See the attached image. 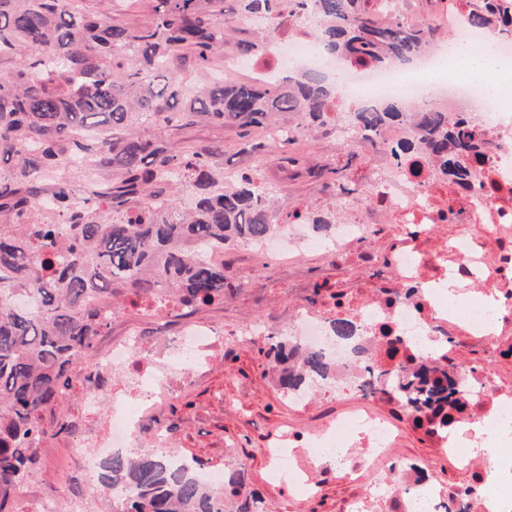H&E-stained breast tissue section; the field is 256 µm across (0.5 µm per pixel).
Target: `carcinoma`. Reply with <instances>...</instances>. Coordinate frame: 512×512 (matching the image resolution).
Returning <instances> with one entry per match:
<instances>
[{
	"label": "carcinoma",
	"instance_id": "carcinoma-1",
	"mask_svg": "<svg viewBox=\"0 0 512 512\" xmlns=\"http://www.w3.org/2000/svg\"><path fill=\"white\" fill-rule=\"evenodd\" d=\"M364 0H148L147 17L95 18L80 0H0V512H17L16 490L39 462L42 421L73 396L78 372L94 358L104 314L171 288L186 307L224 303V249L262 242L274 232L275 192L260 195L242 176L224 179L221 145L173 152L142 132L162 123L198 122L242 129L240 152L256 156L264 143L251 131L298 114V125H343L367 135L397 108L331 112V84L316 70L288 85L188 84L177 65L213 63L237 34L224 16L280 15L313 7L324 23L313 36L329 53L382 66L418 57L433 39L426 26L379 25ZM476 27L512 35V0H470ZM485 141L453 112L428 109L410 122L406 142L391 148L397 166L427 154L447 182L470 177L462 162ZM85 171H116L109 184L88 181L87 197L69 188L68 161ZM283 391L332 369L316 350L290 356L288 342L270 344ZM443 365L399 362L369 372L375 387L394 376L390 393L411 407L424 433L430 408L452 412L463 400ZM198 461L176 465L153 451L99 464V482L123 486L127 499L112 512H270L248 490L241 463L221 487L196 476Z\"/></svg>",
	"mask_w": 512,
	"mask_h": 512
}]
</instances>
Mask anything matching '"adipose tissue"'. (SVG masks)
Segmentation results:
<instances>
[{"label": "adipose tissue", "instance_id": "1", "mask_svg": "<svg viewBox=\"0 0 512 512\" xmlns=\"http://www.w3.org/2000/svg\"><path fill=\"white\" fill-rule=\"evenodd\" d=\"M448 76L465 77L473 88L484 97H496L512 86V70L501 67L491 45L479 48L451 50L442 64ZM475 434L481 440L482 457L489 465H497L507 455V443L512 440V428L506 421H499L497 431L490 432L484 426L460 422L455 428L457 439Z\"/></svg>", "mask_w": 512, "mask_h": 512}]
</instances>
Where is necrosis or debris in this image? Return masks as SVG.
<instances>
[{
  "label": "necrosis or debris",
  "instance_id": "4bbe7bcc",
  "mask_svg": "<svg viewBox=\"0 0 512 512\" xmlns=\"http://www.w3.org/2000/svg\"><path fill=\"white\" fill-rule=\"evenodd\" d=\"M372 11L382 26L399 16L410 24H429L435 31L452 35L459 48L488 37L485 30L469 24L461 0H439L426 16L410 7L409 0H373ZM321 22L311 9L291 22L270 15L240 19L243 30L262 31L272 39L255 59L225 53L223 73L244 72L249 81L273 83L288 72L316 66L338 81L337 105L371 103L373 89L380 86L399 99L400 119L386 124L377 135L361 138L341 129L333 132V139L367 157L370 165L352 205L337 206L338 219L330 234L317 235L309 225L294 222L286 232H274L261 246L264 259L271 264L302 258L307 249L333 260L372 234L376 225H396L390 253L363 258L373 273L371 297H364L356 285L316 296L298 274L294 277L295 301L282 324L244 321L228 330L186 321L172 336L145 337L133 332L111 340L97 354L91 375L84 378L83 397L76 409V426L85 446L78 460L86 471H93L98 461L116 452L139 454L140 437L148 427L153 430L156 450L175 457L171 436L156 423L188 384L182 374L184 363H192L195 374L203 375L210 358L226 347L231 334L283 336L289 348L324 351L335 367L329 383L333 394L360 388L389 336L413 342L418 353L440 357L449 340L459 336L496 350L512 348V88L501 100L479 102L462 78L426 89L409 82L395 63L375 67L325 58L308 36ZM447 103L482 134L488 149L482 159L465 160L473 180L450 187L440 197L430 159L418 157L413 170H403L396 168L388 149L407 140L408 122L415 112ZM446 224L454 225V233L445 239L437 237V230ZM451 276L482 283L484 293L498 294V312L485 310L477 298L466 297L453 305L444 301L440 287ZM337 317L355 322L356 341L334 338L331 322ZM117 369L126 376L127 389L113 396L111 418L101 428L96 418L100 388ZM456 382L469 392L461 420L480 423L495 414L512 421V389L501 386L495 376L462 370ZM382 398L379 392L366 394L364 406L338 420V427L347 428L350 438L332 452L323 450L325 434L287 431V447L268 451L272 478L311 498L321 480L341 474L359 482L367 473L388 469L400 478L398 491L368 485L345 499L338 512H512V455L494 471L475 462L474 445L434 435L436 448L453 466L469 470L473 483L469 490L438 485L426 468L400 466L392 460L390 450L396 447L399 433L375 409Z\"/></svg>",
  "mask_w": 512,
  "mask_h": 512
}]
</instances>
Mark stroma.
Instances as JSON below:
<instances>
[{
  "label": "stroma",
  "instance_id": "obj_1",
  "mask_svg": "<svg viewBox=\"0 0 512 512\" xmlns=\"http://www.w3.org/2000/svg\"><path fill=\"white\" fill-rule=\"evenodd\" d=\"M148 132L177 151L223 144L225 171L247 165L238 153L240 130L236 126L199 122L173 130L153 125ZM263 160L271 186L292 207L310 205L321 212L331 208L330 170H337L345 179L358 184L364 181L362 159L342 145L329 143L318 131L310 139L287 148L267 147ZM393 233V226H385L380 235L361 242L354 253L330 265L318 255H304L306 282L312 285L326 281L335 285L368 279L369 272L358 262V255L384 249ZM224 272L231 278L249 281L252 292L227 295L223 304L197 310L196 318L231 325L281 315L291 287L287 270L270 269L260 252L236 245L224 254ZM266 348L267 339L260 336L219 353L207 376L193 381L173 402L164 423L184 456L215 468L223 467L229 452L244 460L248 482L265 497L273 512H336L353 492V484L343 477L330 479L322 483L317 500H305L287 487L271 482L270 463L264 450L285 427L325 430L335 423L337 416L358 404L360 394L350 391L335 398L319 393L307 408H288L271 377ZM44 431L48 445L40 449V469L28 483L39 495L80 480L79 472L67 465L79 438L69 432H58L55 421L50 419L46 420Z\"/></svg>",
  "mask_w": 512,
  "mask_h": 512
}]
</instances>
